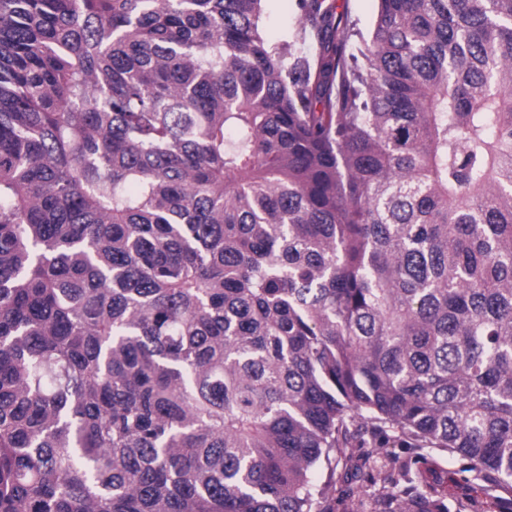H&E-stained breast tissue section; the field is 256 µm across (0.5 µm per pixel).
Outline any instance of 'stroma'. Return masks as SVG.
<instances>
[{
  "label": "stroma",
  "mask_w": 512,
  "mask_h": 512,
  "mask_svg": "<svg viewBox=\"0 0 512 512\" xmlns=\"http://www.w3.org/2000/svg\"><path fill=\"white\" fill-rule=\"evenodd\" d=\"M261 27L268 38L295 32L299 27L296 0H266ZM347 465L336 471L320 468L313 474L316 489L325 490L334 512H348L351 498L370 499L375 487L371 482L374 466L397 462L417 466L421 458L437 462L429 478L444 489L448 497V512H500V500L512 499V488L489 490L485 482L477 480L467 460L439 448H405L401 443L386 440L380 448H354Z\"/></svg>",
  "instance_id": "obj_1"
}]
</instances>
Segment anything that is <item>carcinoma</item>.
I'll list each match as a JSON object with an SVG mask.
<instances>
[{
  "instance_id": "carcinoma-1",
  "label": "carcinoma",
  "mask_w": 512,
  "mask_h": 512,
  "mask_svg": "<svg viewBox=\"0 0 512 512\" xmlns=\"http://www.w3.org/2000/svg\"><path fill=\"white\" fill-rule=\"evenodd\" d=\"M262 2L0 0V512H332L389 433L512 482V0ZM297 0H267L261 17V27L270 39L291 34L299 28ZM336 12L347 13L348 16L357 23L365 34H367L373 26L376 18L378 0H335Z\"/></svg>"
}]
</instances>
